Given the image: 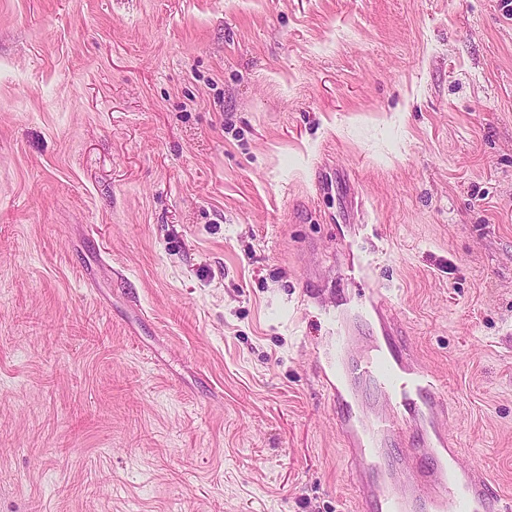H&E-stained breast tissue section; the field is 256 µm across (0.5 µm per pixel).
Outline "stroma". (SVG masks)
<instances>
[{
	"label": "stroma",
	"mask_w": 512,
	"mask_h": 512,
	"mask_svg": "<svg viewBox=\"0 0 512 512\" xmlns=\"http://www.w3.org/2000/svg\"><path fill=\"white\" fill-rule=\"evenodd\" d=\"M503 2L0 0V512H353L356 234L512 499Z\"/></svg>",
	"instance_id": "stroma-1"
}]
</instances>
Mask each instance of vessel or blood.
<instances>
[{
	"label": "vessel or blood",
	"instance_id": "1",
	"mask_svg": "<svg viewBox=\"0 0 512 512\" xmlns=\"http://www.w3.org/2000/svg\"><path fill=\"white\" fill-rule=\"evenodd\" d=\"M347 254L357 288L318 297L336 334L317 370L336 406L355 512H512L449 439L440 382L388 319L381 291L368 287L363 240L349 241Z\"/></svg>",
	"mask_w": 512,
	"mask_h": 512
}]
</instances>
